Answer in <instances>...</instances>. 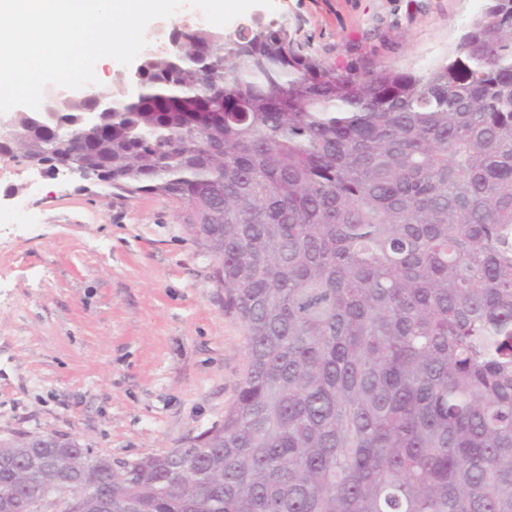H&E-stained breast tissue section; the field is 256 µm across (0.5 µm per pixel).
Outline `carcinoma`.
<instances>
[{
    "instance_id": "1",
    "label": "carcinoma",
    "mask_w": 512,
    "mask_h": 512,
    "mask_svg": "<svg viewBox=\"0 0 512 512\" xmlns=\"http://www.w3.org/2000/svg\"><path fill=\"white\" fill-rule=\"evenodd\" d=\"M123 79L100 128L85 87L16 113L0 154L74 146L90 179L186 205L246 370L200 445L109 482L78 446H0V509L512 512V0L423 73L341 70L250 19L174 26ZM101 499L90 495H67L62 498L38 497L30 505V512H106Z\"/></svg>"
}]
</instances>
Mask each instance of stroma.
I'll return each mask as SVG.
<instances>
[{"label": "stroma", "mask_w": 512, "mask_h": 512, "mask_svg": "<svg viewBox=\"0 0 512 512\" xmlns=\"http://www.w3.org/2000/svg\"><path fill=\"white\" fill-rule=\"evenodd\" d=\"M303 54L424 72L488 0H275ZM0 157V435L51 431L134 461L221 422L246 368L213 258L169 197Z\"/></svg>", "instance_id": "35a3bbf8"}]
</instances>
